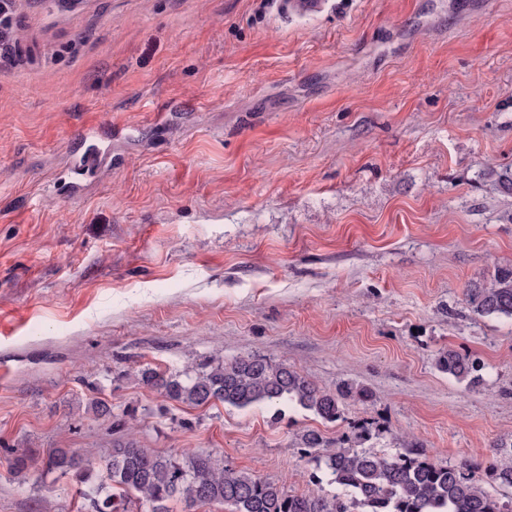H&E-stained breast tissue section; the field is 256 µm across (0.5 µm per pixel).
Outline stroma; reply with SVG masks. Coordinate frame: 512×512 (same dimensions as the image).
Masks as SVG:
<instances>
[{
	"label": "stroma",
	"mask_w": 512,
	"mask_h": 512,
	"mask_svg": "<svg viewBox=\"0 0 512 512\" xmlns=\"http://www.w3.org/2000/svg\"><path fill=\"white\" fill-rule=\"evenodd\" d=\"M0 61V512H90L74 480L13 467L134 433L302 493V435L361 427L468 464L504 501L512 319L468 288L512 265V0H20ZM112 171L78 198V131ZM453 350L483 381L436 367ZM255 355L345 400L194 408L135 372ZM108 399L114 419L88 413ZM282 12L290 17H304L324 10V0H277Z\"/></svg>",
	"instance_id": "1"
}]
</instances>
